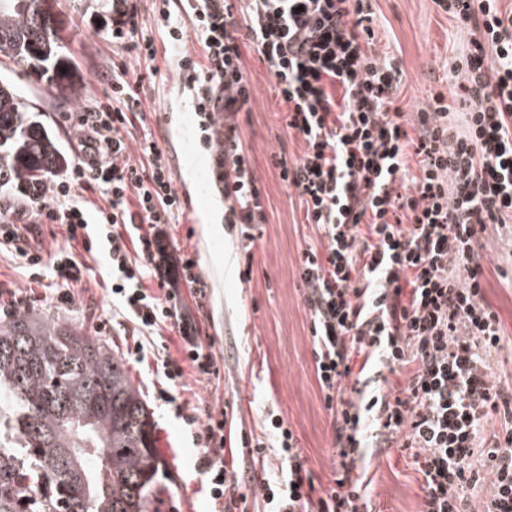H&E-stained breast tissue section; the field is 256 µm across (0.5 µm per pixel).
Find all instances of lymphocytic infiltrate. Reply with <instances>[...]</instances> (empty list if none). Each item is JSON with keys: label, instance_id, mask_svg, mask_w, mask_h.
I'll list each match as a JSON object with an SVG mask.
<instances>
[{"label": "lymphocytic infiltrate", "instance_id": "obj_1", "mask_svg": "<svg viewBox=\"0 0 512 512\" xmlns=\"http://www.w3.org/2000/svg\"><path fill=\"white\" fill-rule=\"evenodd\" d=\"M499 2L438 0L469 35L448 74L471 103L455 124L441 93L412 122L394 110L402 74L371 49L366 0H181L179 20L167 0L159 5L156 24L177 56L179 84L214 155L224 222L242 247V280L252 279L267 221L238 123L251 101L242 44L268 63L288 108L286 127L302 140L295 164L279 160V176L318 231L302 252L300 278L316 380L332 418L334 477L315 486L276 411L261 435L241 433L233 447L225 419L210 417L199 469L222 512H248L252 496L268 512H364L369 484L356 477L357 464L367 449L392 443L423 478L420 512H471V493L484 485L485 512H512V388L491 374L502 327L481 263L486 236L512 221V12ZM140 29L134 0H112L113 43L127 57L154 60L156 47ZM191 39L199 53L187 50ZM143 80L121 65L112 104L78 113L75 161L27 192L21 207L0 210V245L50 272L60 308L73 305L70 287L88 272L74 246L104 255L117 315L137 330L166 325L180 337L186 364H162L163 378L177 386L185 369L202 380L220 369L182 295L206 296L198 262L167 252L164 227L185 211L173 168L152 133H131ZM90 189L107 207L89 208ZM40 224L66 230L48 255L28 246ZM132 250L139 264H131ZM151 279L153 291L144 286ZM386 371L403 375L401 390H384ZM498 415L504 430L486 439ZM270 449L280 477L244 492L242 460H264Z\"/></svg>", "mask_w": 512, "mask_h": 512}]
</instances>
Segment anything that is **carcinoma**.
<instances>
[{"mask_svg": "<svg viewBox=\"0 0 512 512\" xmlns=\"http://www.w3.org/2000/svg\"><path fill=\"white\" fill-rule=\"evenodd\" d=\"M0 0V57L67 96L79 73L57 0ZM0 192L41 186L67 163L17 85L0 75ZM91 451L77 450V440ZM165 460L122 359L52 317L0 319V512H152Z\"/></svg>", "mask_w": 512, "mask_h": 512, "instance_id": "1", "label": "carcinoma"}]
</instances>
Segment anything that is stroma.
<instances>
[{
	"mask_svg": "<svg viewBox=\"0 0 512 512\" xmlns=\"http://www.w3.org/2000/svg\"><path fill=\"white\" fill-rule=\"evenodd\" d=\"M374 12V48L393 59L402 71L397 105L416 112L433 94L444 92L454 112L464 111L448 82V69L461 44L464 28L436 0H370ZM59 9L70 32L69 44L78 66L80 84L75 95L63 97L37 77L14 74L13 80L34 109V116L55 135L61 149L71 152L78 131L73 112L105 101L112 81V67L123 52L112 42V12L98 0H83L73 12L69 0H59ZM245 75L250 83L251 104L240 118L241 137L255 162L258 186L267 199L268 222L256 243L253 279L243 283L238 268L221 267L218 257L236 258L234 239L211 231V224L224 222V198L213 183L212 164L201 149L197 117L181 99L176 72L164 55L154 62L159 72L145 79L140 92L144 125L168 155L176 188L185 213L179 223L167 225L168 251L172 256L194 257L207 283L205 306L198 319L201 343H213L220 375L197 382L187 373L178 406H165L158 399L162 387V362L182 360L179 338L166 350L143 356L131 355V329L119 326L100 335L99 322L109 314L112 302L102 257L75 248L78 261L89 269L70 291L73 307L59 309L51 303V275L30 279L14 249L0 248V308H15L18 298L37 301L38 312L80 329L89 336H103L112 351L121 356L129 376L152 415L158 447L167 462L161 480L160 512H209L203 474L198 469L199 449L185 430L182 415L199 419L220 417L224 407L235 410L233 428L253 429L263 412L277 410L298 438L305 465L316 485L333 478L331 419L323 406L316 381L310 337V315L304 302L299 276V257L317 233L305 220L304 209L294 189L281 181L273 162L285 157L295 162L303 145L289 134L286 107L280 103L269 65L253 49L243 51ZM512 235L490 236L482 250L481 263L489 302L499 311L504 340L491 373L512 385ZM370 483L372 512H419L423 479L400 449L371 448L358 465Z\"/></svg>",
	"mask_w": 512,
	"mask_h": 512,
	"instance_id": "obj_1",
	"label": "stroma"
}]
</instances>
